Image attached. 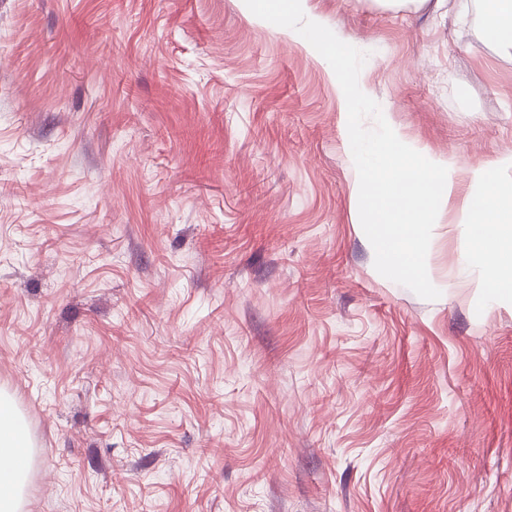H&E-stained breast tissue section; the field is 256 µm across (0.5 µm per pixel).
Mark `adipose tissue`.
I'll use <instances>...</instances> for the list:
<instances>
[{"instance_id":"adipose-tissue-1","label":"adipose tissue","mask_w":512,"mask_h":512,"mask_svg":"<svg viewBox=\"0 0 512 512\" xmlns=\"http://www.w3.org/2000/svg\"><path fill=\"white\" fill-rule=\"evenodd\" d=\"M481 38L512 48V0H484ZM466 232L475 247L471 260L492 267L493 296L512 299V191L497 188L468 199ZM32 441L10 396L0 393V512H23V489Z\"/></svg>"}]
</instances>
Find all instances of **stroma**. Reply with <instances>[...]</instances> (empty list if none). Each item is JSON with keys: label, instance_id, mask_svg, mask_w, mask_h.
Returning <instances> with one entry per match:
<instances>
[{"label": "stroma", "instance_id": "obj_1", "mask_svg": "<svg viewBox=\"0 0 512 512\" xmlns=\"http://www.w3.org/2000/svg\"><path fill=\"white\" fill-rule=\"evenodd\" d=\"M455 168L426 300L359 227L342 88L243 0H0V391L24 512H512V299L462 226L512 184L479 0H309ZM32 441L10 396L0 393V511L22 512Z\"/></svg>", "mask_w": 512, "mask_h": 512}]
</instances>
